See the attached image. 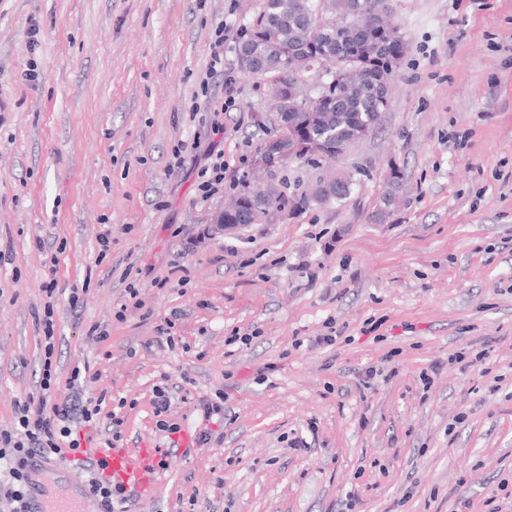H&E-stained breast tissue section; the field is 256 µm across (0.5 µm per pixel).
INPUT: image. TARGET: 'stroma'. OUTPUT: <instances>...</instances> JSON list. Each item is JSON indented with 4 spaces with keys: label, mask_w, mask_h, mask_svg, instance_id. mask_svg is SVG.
Returning a JSON list of instances; mask_svg holds the SVG:
<instances>
[{
    "label": "stroma",
    "mask_w": 512,
    "mask_h": 512,
    "mask_svg": "<svg viewBox=\"0 0 512 512\" xmlns=\"http://www.w3.org/2000/svg\"><path fill=\"white\" fill-rule=\"evenodd\" d=\"M392 4L408 53L373 131L263 171L267 83L236 53L263 0H0V429L41 393L53 262V401L90 367L87 394L132 403L125 440L156 444L157 382L229 395L218 440L168 455L130 512H512V0ZM220 25L230 93L199 85ZM391 160L406 196L381 222ZM336 175L343 203L211 228L243 189ZM468 347L484 368L455 361ZM197 187L202 199H208L224 188V154L216 155L215 161L198 173Z\"/></svg>",
    "instance_id": "stroma-1"
}]
</instances>
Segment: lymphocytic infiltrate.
Masks as SVG:
<instances>
[{
  "label": "lymphocytic infiltrate",
  "instance_id": "lymphocytic-infiltrate-1",
  "mask_svg": "<svg viewBox=\"0 0 512 512\" xmlns=\"http://www.w3.org/2000/svg\"><path fill=\"white\" fill-rule=\"evenodd\" d=\"M53 315V306L48 303L37 318L48 357L43 364L42 393L37 397L19 398L12 428L0 430V512H27L28 466L34 458L52 456L62 461L73 460L87 472V487L102 512H126L125 505L131 501V494L125 489L113 488L100 478V461L89 457L77 434L78 428L99 424L106 418L112 424L113 441H121L123 416L113 410L104 411L103 398L86 396L83 389L75 385L63 401L50 399L55 382L49 360L55 348Z\"/></svg>",
  "mask_w": 512,
  "mask_h": 512
}]
</instances>
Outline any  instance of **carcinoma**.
I'll use <instances>...</instances> for the list:
<instances>
[{
	"label": "carcinoma",
	"instance_id": "carcinoma-1",
	"mask_svg": "<svg viewBox=\"0 0 512 512\" xmlns=\"http://www.w3.org/2000/svg\"><path fill=\"white\" fill-rule=\"evenodd\" d=\"M367 2L369 0H264L263 11L238 41L237 55L244 71L262 78L288 64V93L276 97L275 106L286 123L302 126L321 139L348 146L359 139L362 126L376 122L387 111L390 105L388 78L381 70H364L358 80L347 79L342 84L330 78L322 79L312 94L300 81V74L306 71L304 61L309 57L326 61L327 71L334 72L360 54L380 59H401L406 55V42L387 23L390 0H377L381 6L378 17L381 33L361 21ZM391 169L393 179L387 181L383 209L377 211L380 221L392 213V199L402 187L397 164L391 163ZM326 185L330 192L318 196L306 192L291 201V208L343 202L351 193L352 181L339 177ZM257 195H267L269 200L264 204L224 210V223L253 224L272 208L285 209V203L273 190H262Z\"/></svg>",
	"mask_w": 512,
	"mask_h": 512
}]
</instances>
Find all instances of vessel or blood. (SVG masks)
<instances>
[{
    "label": "vessel or blood",
    "mask_w": 512,
    "mask_h": 512,
    "mask_svg": "<svg viewBox=\"0 0 512 512\" xmlns=\"http://www.w3.org/2000/svg\"><path fill=\"white\" fill-rule=\"evenodd\" d=\"M96 456L102 461V476L112 486L134 491L138 496L149 497L160 473L159 449L149 446L140 448L97 449ZM29 512H86L83 498H59L40 482L30 488Z\"/></svg>",
    "instance_id": "b4317fda"
}]
</instances>
